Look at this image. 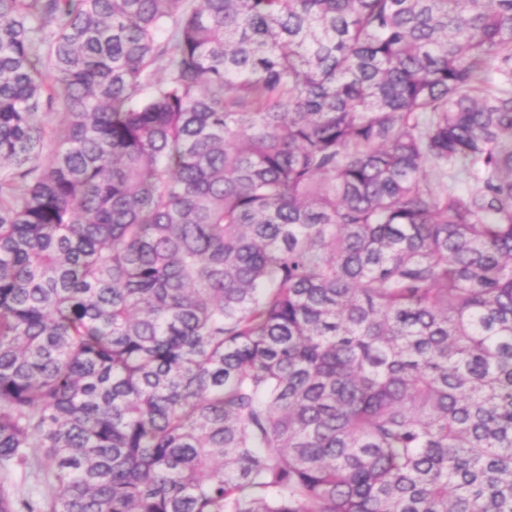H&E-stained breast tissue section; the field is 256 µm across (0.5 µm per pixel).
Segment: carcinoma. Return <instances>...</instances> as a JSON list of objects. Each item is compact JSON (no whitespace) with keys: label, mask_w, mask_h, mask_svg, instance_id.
<instances>
[{"label":"carcinoma","mask_w":512,"mask_h":512,"mask_svg":"<svg viewBox=\"0 0 512 512\" xmlns=\"http://www.w3.org/2000/svg\"><path fill=\"white\" fill-rule=\"evenodd\" d=\"M0 474L512 512V0H0Z\"/></svg>","instance_id":"carcinoma-1"}]
</instances>
